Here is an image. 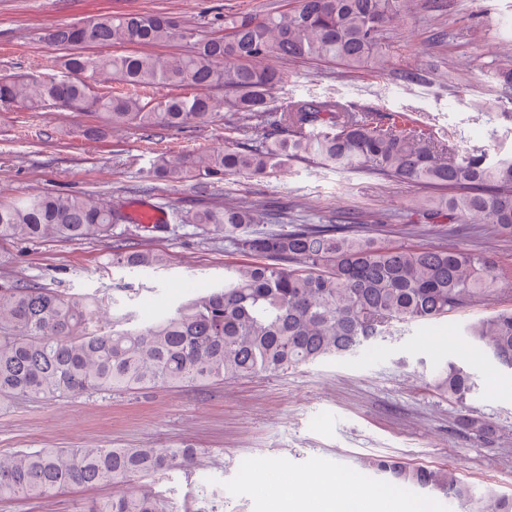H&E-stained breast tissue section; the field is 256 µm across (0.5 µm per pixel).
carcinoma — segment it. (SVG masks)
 Returning a JSON list of instances; mask_svg holds the SVG:
<instances>
[{"instance_id":"obj_1","label":"carcinoma","mask_w":512,"mask_h":512,"mask_svg":"<svg viewBox=\"0 0 512 512\" xmlns=\"http://www.w3.org/2000/svg\"><path fill=\"white\" fill-rule=\"evenodd\" d=\"M414 0H282L262 16L214 14L210 31L164 13L103 15L53 29L60 75L0 76V102L39 112L55 103L94 114L85 130L99 140L114 130L208 125L232 110L224 147L163 153L153 180L191 181L205 190L228 176H270L297 160L383 176L442 191L419 204L416 223L488 224L512 237V155L455 150L409 113L384 117L313 95L287 105L273 91L288 71L272 60L339 63L357 69L385 63L380 35ZM120 83L126 93L95 87ZM158 84L191 95L156 99ZM224 240L243 261L224 265V287L191 299L148 324L108 330L99 306L38 283L0 282V399H53L83 394L196 385L257 373L279 374L356 352L398 324L455 315L476 305L497 309L472 321L468 336L512 370V282L483 253L450 247H406L366 233L368 214L343 211L318 224L288 223V204L257 210L248 201L180 212ZM132 218L119 199L67 192L0 200V245L39 240L112 241V265L158 269L167 255L128 243ZM432 387L460 407L476 388L454 362L438 368ZM463 426L485 434L481 417ZM194 448H29L0 453V500L44 497L74 485L129 483L157 472H188ZM373 469L399 484L437 490L464 512H512V495H478L446 470L415 468L390 457ZM89 512H165L160 499L129 490L94 502Z\"/></svg>"}]
</instances>
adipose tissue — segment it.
Masks as SVG:
<instances>
[{"label": "adipose tissue", "mask_w": 512, "mask_h": 512, "mask_svg": "<svg viewBox=\"0 0 512 512\" xmlns=\"http://www.w3.org/2000/svg\"><path fill=\"white\" fill-rule=\"evenodd\" d=\"M323 491H308L304 480L291 477L283 480L278 494L270 503L271 512H388L394 498L393 490L383 488L374 493L360 491L356 478L348 473L323 474L318 478Z\"/></svg>", "instance_id": "adipose-tissue-1"}]
</instances>
